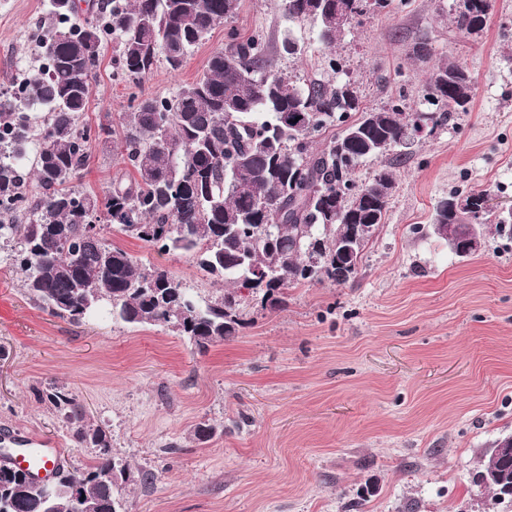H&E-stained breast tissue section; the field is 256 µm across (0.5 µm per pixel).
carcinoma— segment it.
<instances>
[{"label":"carcinoma","instance_id":"carcinoma-1","mask_svg":"<svg viewBox=\"0 0 512 512\" xmlns=\"http://www.w3.org/2000/svg\"><path fill=\"white\" fill-rule=\"evenodd\" d=\"M404 0H283L294 22L313 21L318 39L334 45L370 11L391 13ZM241 0H102L81 15L48 0L52 23L36 35L40 65L0 91V249L10 250L28 295L49 314L80 323L106 303L112 320L167 328L200 351L238 336L247 324V296L261 308L284 305V289L312 282L345 284L371 237L346 229L385 223L395 185L389 168L357 185L368 158L390 155L419 124L430 129L473 101L474 79L454 62L435 63L420 93L427 112H412L403 94L379 109L362 106L349 80H301L279 72L274 51L259 35L231 29L206 73L170 97H142L119 128L85 117L90 86L107 41L115 43L121 74L143 80L159 60L184 65ZM492 0L454 9L456 28L481 34ZM350 22L341 27L336 12ZM112 142L128 171L112 179L104 198L74 182L87 168L94 140ZM490 191L433 207L432 223L463 224ZM160 253L181 252L214 281L216 297L198 299L176 275L147 266L102 233L101 220ZM41 399L68 426L94 461L74 473L54 467L50 487L27 484L0 463V512H124L127 485H150L112 453L106 431L86 421L66 388ZM512 478V455L488 454Z\"/></svg>","mask_w":512,"mask_h":512}]
</instances>
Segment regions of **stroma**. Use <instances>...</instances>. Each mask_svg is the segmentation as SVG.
Instances as JSON below:
<instances>
[{"instance_id": "stroma-1", "label": "stroma", "mask_w": 512, "mask_h": 512, "mask_svg": "<svg viewBox=\"0 0 512 512\" xmlns=\"http://www.w3.org/2000/svg\"><path fill=\"white\" fill-rule=\"evenodd\" d=\"M453 3L406 0L364 16L336 44L368 108L402 94L421 109V41L475 78L471 110L395 163L386 221L354 279L286 288L273 312L251 304L236 338L200 352L103 312L81 325L50 316L0 253V432L56 441L65 465L86 469L94 449L75 447L39 399L67 387L113 453L155 475L129 486L125 512H512L470 483L512 435V239L488 233L461 258L431 229L435 203L455 192L488 189L494 209L512 206V0H493L477 37L457 31ZM47 24L46 0H0V82L28 64ZM231 28L275 43L291 36L302 51L278 53L283 73L333 77L315 23L288 22L282 0H243L180 71L161 62L141 82L122 81L104 51L87 120L116 124L136 98L174 95L206 71ZM122 170L111 144L93 142L81 187L105 195ZM107 235L187 287L220 290L185 254ZM202 422L214 428L205 442L194 435Z\"/></svg>"}]
</instances>
